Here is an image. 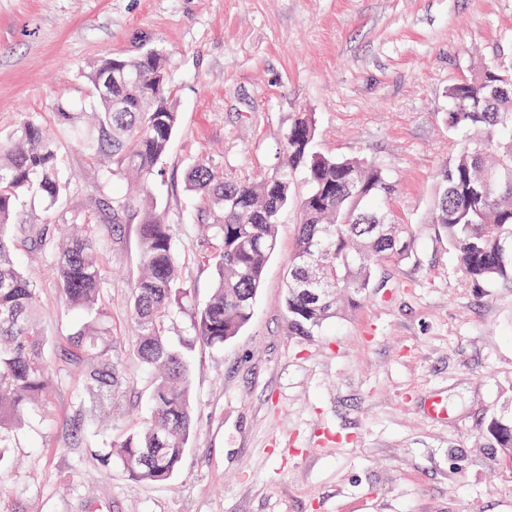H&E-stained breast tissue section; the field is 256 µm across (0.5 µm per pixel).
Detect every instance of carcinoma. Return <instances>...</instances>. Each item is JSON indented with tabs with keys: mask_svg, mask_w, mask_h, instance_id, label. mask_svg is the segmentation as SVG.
Masks as SVG:
<instances>
[{
	"mask_svg": "<svg viewBox=\"0 0 512 512\" xmlns=\"http://www.w3.org/2000/svg\"><path fill=\"white\" fill-rule=\"evenodd\" d=\"M112 77L111 90L91 95L88 112L57 103L65 137L95 158L112 161V180L130 178L141 187L106 207L102 223L114 230L124 213H143L139 226V272L133 283L130 327L138 361L152 379L150 416L122 431L109 451L89 452L103 465L116 461L128 478L169 481L180 469L194 430L190 404L193 340L173 343L165 323L184 312L190 291L179 271L172 225L154 205L149 187L175 133L180 114L171 99L170 65L162 50L146 48L133 57L104 56L91 87ZM448 128L461 135L454 157L440 171L430 223L448 239L466 278L481 287L512 284V183L489 195L483 184L503 166L512 167V68L481 64L448 87ZM483 136L472 139L470 135ZM314 123L301 112L288 125L284 161L259 181L224 175L201 163L187 175L189 188L216 213L202 225L201 241L215 265L216 284L201 309L194 340L221 348L252 318L264 267L277 248V221L291 204L293 175L301 172L308 192L299 207L295 249L288 265L285 308L288 333L310 336L341 315L337 295L351 308L373 287L374 270L402 261L412 250L409 226L387 219L382 206L393 192L388 172L361 158L325 156L314 147ZM61 157L36 116L0 136V448H8L17 424L45 397L63 372H77L98 396H116L128 383L117 340L103 326L104 279L101 251L108 238L79 223L70 239L55 246L49 224H27L34 247L52 248L61 295L80 319L61 337L54 358L45 354L38 327L39 288L16 259L13 233L19 202L40 196L53 205L66 192ZM314 277L326 294L313 299L303 281ZM97 402L76 399L72 438L85 439ZM483 436L512 457V414H496Z\"/></svg>",
	"mask_w": 512,
	"mask_h": 512,
	"instance_id": "1",
	"label": "carcinoma"
}]
</instances>
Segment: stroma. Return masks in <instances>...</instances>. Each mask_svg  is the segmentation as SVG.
I'll return each instance as SVG.
<instances>
[{
  "instance_id": "35a3bbf8",
  "label": "stroma",
  "mask_w": 512,
  "mask_h": 512,
  "mask_svg": "<svg viewBox=\"0 0 512 512\" xmlns=\"http://www.w3.org/2000/svg\"><path fill=\"white\" fill-rule=\"evenodd\" d=\"M171 60L180 125L150 194L172 224L192 307L168 327L189 335L215 270L199 225L208 209L186 187L194 165L239 177L274 170L291 120L310 113L315 147L383 164L392 219L411 225L409 258L386 262L362 303L312 336L288 333V259L307 187L277 228L251 321L222 350L194 344L195 428L167 483L130 480L73 446L70 416L85 392L62 376L43 418L1 451L0 512H512V461L481 429L512 408V286L474 287L429 216L440 170L457 145L448 87L478 63L512 64V0H0V130L26 115L54 129L57 102L89 103L103 56L143 47ZM67 194L55 207L23 200L20 223L98 222L112 198L103 166L63 144ZM138 214L104 248L105 322L120 338L134 386L101 399L147 417L149 379L132 352L131 288ZM21 266L43 300L39 328L56 342L77 321L50 255L18 239ZM447 412L437 420L429 401Z\"/></svg>"
}]
</instances>
